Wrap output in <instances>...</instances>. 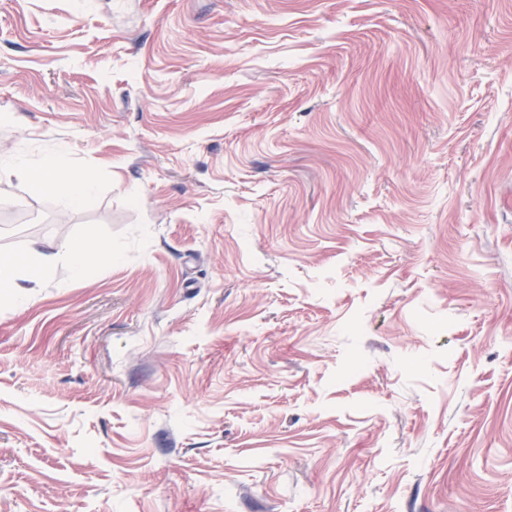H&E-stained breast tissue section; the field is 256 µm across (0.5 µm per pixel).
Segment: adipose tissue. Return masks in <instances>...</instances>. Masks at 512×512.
<instances>
[{
    "label": "adipose tissue",
    "instance_id": "obj_1",
    "mask_svg": "<svg viewBox=\"0 0 512 512\" xmlns=\"http://www.w3.org/2000/svg\"><path fill=\"white\" fill-rule=\"evenodd\" d=\"M63 151L42 156L38 164H30L21 154H1L0 168L36 178L38 190L53 194L63 209L82 207L97 192L95 177L86 171L63 165ZM30 263L18 269L13 262L0 261V288L10 289L17 304H25L40 287L44 272L57 261H65L73 278H87L93 269V247L89 241L74 239L62 244L33 241L29 246Z\"/></svg>",
    "mask_w": 512,
    "mask_h": 512
}]
</instances>
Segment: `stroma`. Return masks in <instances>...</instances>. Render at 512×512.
Listing matches in <instances>:
<instances>
[{
	"label": "stroma",
	"instance_id": "obj_1",
	"mask_svg": "<svg viewBox=\"0 0 512 512\" xmlns=\"http://www.w3.org/2000/svg\"><path fill=\"white\" fill-rule=\"evenodd\" d=\"M62 145L0 512H512V0H0V154ZM66 153L61 148L45 154L37 165L30 164L21 154H1L0 168L21 176L35 174L38 190L53 194L63 209H77L96 194L97 183L95 177L87 171L66 169L63 165Z\"/></svg>",
	"mask_w": 512,
	"mask_h": 512
}]
</instances>
